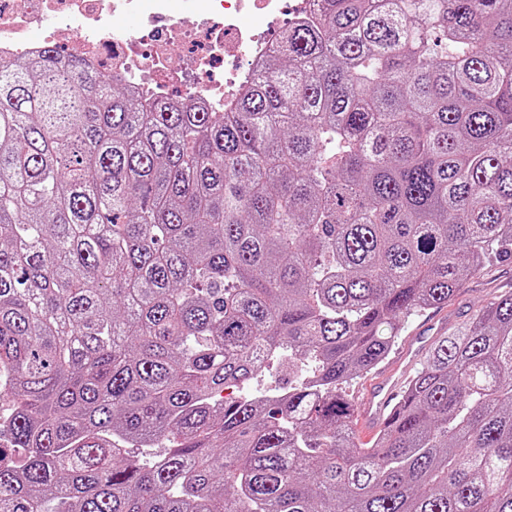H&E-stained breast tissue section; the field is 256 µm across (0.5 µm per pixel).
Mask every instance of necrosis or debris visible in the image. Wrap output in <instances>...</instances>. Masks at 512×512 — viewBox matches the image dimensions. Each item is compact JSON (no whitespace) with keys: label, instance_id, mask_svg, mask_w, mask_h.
Returning a JSON list of instances; mask_svg holds the SVG:
<instances>
[{"label":"necrosis or debris","instance_id":"1","mask_svg":"<svg viewBox=\"0 0 512 512\" xmlns=\"http://www.w3.org/2000/svg\"><path fill=\"white\" fill-rule=\"evenodd\" d=\"M192 11V19L176 17L171 0H0V58L54 44L143 97L172 89L228 112L280 50L279 36L250 25L247 15L273 22L302 18L288 0H192ZM127 17L136 18L137 27H124ZM35 28L41 39L31 38ZM177 50L190 58L189 69L171 65Z\"/></svg>","mask_w":512,"mask_h":512}]
</instances>
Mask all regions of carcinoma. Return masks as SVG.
Segmentation results:
<instances>
[{
    "instance_id": "1",
    "label": "carcinoma",
    "mask_w": 512,
    "mask_h": 512,
    "mask_svg": "<svg viewBox=\"0 0 512 512\" xmlns=\"http://www.w3.org/2000/svg\"><path fill=\"white\" fill-rule=\"evenodd\" d=\"M493 255L512 0H317L233 112L0 61V512H512V291L347 394ZM425 339L426 336H412L402 351L400 372L397 373V368L380 371L367 386L356 410L357 430L362 442L374 437L389 419L407 375L425 355Z\"/></svg>"
}]
</instances>
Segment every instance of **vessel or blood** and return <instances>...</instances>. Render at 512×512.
<instances>
[{
  "label": "vessel or blood",
  "instance_id": "vessel-or-blood-1",
  "mask_svg": "<svg viewBox=\"0 0 512 512\" xmlns=\"http://www.w3.org/2000/svg\"><path fill=\"white\" fill-rule=\"evenodd\" d=\"M425 348L424 337H412L401 354V370L378 372L367 386L356 410L357 430L361 441H369L386 423L407 375L422 361Z\"/></svg>",
  "mask_w": 512,
  "mask_h": 512
}]
</instances>
